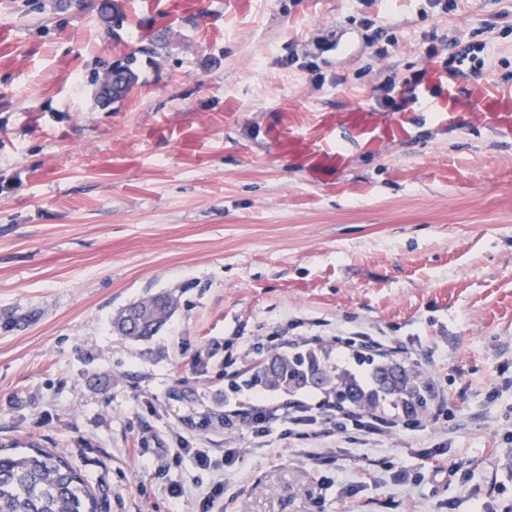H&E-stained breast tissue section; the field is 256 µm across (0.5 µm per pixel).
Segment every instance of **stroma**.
Segmentation results:
<instances>
[{"label": "stroma", "mask_w": 512, "mask_h": 512, "mask_svg": "<svg viewBox=\"0 0 512 512\" xmlns=\"http://www.w3.org/2000/svg\"><path fill=\"white\" fill-rule=\"evenodd\" d=\"M100 2L0 0V444L62 452L101 512H197L213 473L166 457L181 442L241 451L211 512H512V0H111V21ZM452 30L485 42L482 73L424 57ZM162 290L179 308L157 335L113 333ZM334 323L340 359L362 327L418 351L446 398L423 446L340 438L313 462L273 419L254 450L249 414L278 397L185 422L173 390ZM443 443L450 480L419 459Z\"/></svg>", "instance_id": "1"}]
</instances>
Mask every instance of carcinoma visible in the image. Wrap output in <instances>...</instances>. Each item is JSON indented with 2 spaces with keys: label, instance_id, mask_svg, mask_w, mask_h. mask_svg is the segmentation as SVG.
<instances>
[{
  "label": "carcinoma",
  "instance_id": "cac0c4a2",
  "mask_svg": "<svg viewBox=\"0 0 512 512\" xmlns=\"http://www.w3.org/2000/svg\"><path fill=\"white\" fill-rule=\"evenodd\" d=\"M175 299L157 293L128 304L112 322L113 329L133 340L148 339L171 317ZM330 344L274 352L248 376L212 395L201 420L224 423L230 396H294L318 391L339 405L371 414L388 408L412 420L428 408L431 389L417 367L402 360H376L356 350L340 363ZM100 502L66 457L37 444H11L0 449V512H99Z\"/></svg>",
  "mask_w": 512,
  "mask_h": 512
}]
</instances>
